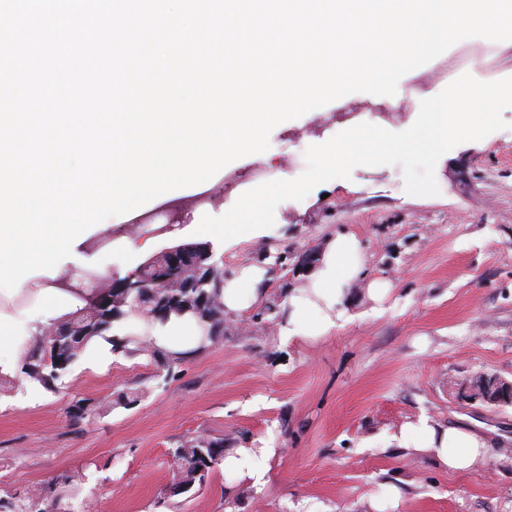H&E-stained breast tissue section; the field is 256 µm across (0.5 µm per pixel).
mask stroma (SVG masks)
Here are the masks:
<instances>
[{
  "mask_svg": "<svg viewBox=\"0 0 512 512\" xmlns=\"http://www.w3.org/2000/svg\"><path fill=\"white\" fill-rule=\"evenodd\" d=\"M512 79V46L496 72L471 62L458 82L495 90ZM368 93L349 94L282 122L266 166L282 195L261 230L217 241L225 280L254 263L258 298L224 315V334L173 367L148 351H116L91 368L79 357L48 389L24 375L0 392V497L41 493L59 512H224L231 479L213 468L171 495L172 451L196 438L228 448H271L268 483L238 512H373L386 486L397 512H512V405L459 393L480 376L512 380V105H500L478 138L411 166L402 151L340 167L311 181L314 143L343 139V108L387 141H405L416 105L371 118ZM352 234L364 269L350 289V320L320 337L284 339L288 300L328 239ZM389 284L381 304L373 283ZM140 392L131 406L123 394ZM427 415L465 426L488 448L467 470L388 445L401 425Z\"/></svg>",
  "mask_w": 512,
  "mask_h": 512,
  "instance_id": "obj_1",
  "label": "stroma"
}]
</instances>
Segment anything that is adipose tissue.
Masks as SVG:
<instances>
[{"instance_id":"ef3b65f1","label":"adipose tissue","mask_w":512,"mask_h":512,"mask_svg":"<svg viewBox=\"0 0 512 512\" xmlns=\"http://www.w3.org/2000/svg\"><path fill=\"white\" fill-rule=\"evenodd\" d=\"M418 111L421 119L414 125L402 149L412 164L420 166L428 163L432 148L450 146L490 124L494 118L495 101L479 88L458 85L449 88L447 97L425 99ZM394 149V144L380 139L375 129L347 125L342 142H316L313 179L317 182L334 179L337 164L356 152H365L374 162L380 163ZM283 190V185L275 184L264 190L262 198L243 197L220 224L210 223L207 212L197 209L185 210L183 219L198 226L205 235L226 240L242 239L256 234V216L262 201L275 200ZM362 267L360 243L355 236L340 235L331 239L316 268L288 302L286 333L296 334L309 318L314 321V335L325 336L335 329L344 316L348 289L359 277ZM82 273L81 266L69 262L61 265L55 277L40 276L39 287L20 288L18 294L11 297L0 289V373L14 375L20 349L30 336L44 331L58 317L87 303L89 291L81 286ZM263 278L262 268L255 265L243 267L237 278L224 285L225 310L239 311L247 301L256 299ZM27 298L40 306L37 317L30 320L17 315L18 304ZM149 339L161 348L184 352L206 342L207 336L194 318L184 316L155 324L149 330ZM390 440L399 447L432 454L451 471L469 469L485 449L483 438L472 430L442 427L426 417L405 424L398 433L391 435ZM224 470L258 490L267 483L265 467L249 448L228 451L224 456Z\"/></svg>"}]
</instances>
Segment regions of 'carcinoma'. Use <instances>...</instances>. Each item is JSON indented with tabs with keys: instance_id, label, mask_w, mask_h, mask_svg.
I'll list each match as a JSON object with an SVG mask.
<instances>
[{
	"instance_id": "cac0c4a2",
	"label": "carcinoma",
	"mask_w": 512,
	"mask_h": 512,
	"mask_svg": "<svg viewBox=\"0 0 512 512\" xmlns=\"http://www.w3.org/2000/svg\"><path fill=\"white\" fill-rule=\"evenodd\" d=\"M169 258L161 254L145 263L125 279L143 282L150 278L160 279L169 275ZM222 285L213 280L198 289L172 288L166 299V312L154 314L155 301L149 294L138 293L134 289L125 297L105 296L94 304H87L56 320L53 327L57 330L81 332V342L60 351L51 347L53 337L43 332L32 336L22 364L23 373L31 380L45 387H51L60 374L68 369L83 352L95 336H104L114 323L122 320L146 321L151 326L157 322L165 323L173 316L190 313L198 318L207 330L208 339L212 340L224 334V304L220 293ZM178 464L173 475L170 492L182 493L185 487H191L204 480L206 472L202 471L200 462L208 458V468L219 464L224 457V446L208 440H193L180 446L174 452Z\"/></svg>"
}]
</instances>
